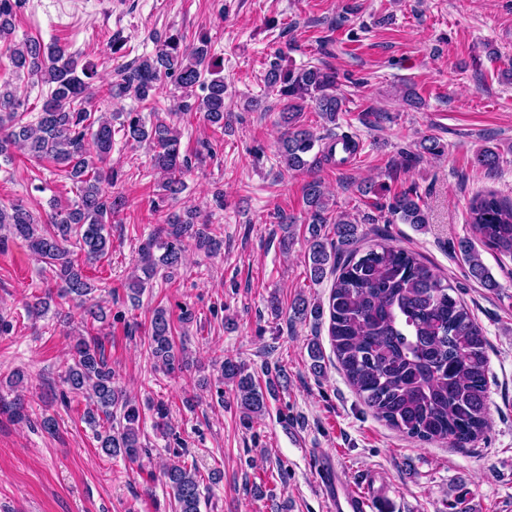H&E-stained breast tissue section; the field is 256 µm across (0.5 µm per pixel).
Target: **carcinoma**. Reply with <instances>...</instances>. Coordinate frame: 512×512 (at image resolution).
Listing matches in <instances>:
<instances>
[{
    "mask_svg": "<svg viewBox=\"0 0 512 512\" xmlns=\"http://www.w3.org/2000/svg\"><path fill=\"white\" fill-rule=\"evenodd\" d=\"M21 3L0 0V44L8 48L15 70L49 85L50 92L36 122L28 123L19 112L18 89L0 84V157L10 158L12 147L21 145L32 159H47L63 168L77 189L73 204L53 208L46 222L21 205H0V245L11 237L26 241L55 285V290L27 303L28 317L37 319L48 314L55 299L82 304L95 288L85 266L108 254V221L125 207L124 197L108 190L112 174L99 168L112 153L114 121H120L127 142L153 145V167L165 176L162 189L169 198L183 192L182 176L189 162L180 152V132L163 119L148 126L133 110L92 116L85 104L94 91L84 80L88 73L79 67V57L38 39L14 43L15 8ZM164 78L180 90L185 110L201 112L209 125L224 127V77L215 70L205 39L188 52L176 39H165L154 54L126 69L120 81L108 83L106 93L117 102L134 98L155 112L157 84ZM265 83L284 101L279 156L286 168L334 163L339 145L350 155L357 152L353 137L342 134L329 138L312 159H306L322 137L300 123L305 103L333 125L342 111L334 70L310 66L294 72L273 62ZM305 201V265L310 280L318 284L331 274L334 282L328 309L302 296L292 306L291 319L311 316L319 321L329 312L331 344L347 381L375 417L391 428L422 443L449 441L464 448L476 441L489 427L488 342L467 306L454 296L455 288L414 251L389 243L361 247L357 223L330 218L318 180L306 183ZM420 202L411 188L393 196L388 209L406 224L422 225L427 218ZM469 224L486 249L512 258V201L494 192L475 196ZM187 240L206 253L218 251L223 243L215 229L195 221L193 209L167 215L140 249L138 271L126 288L130 301L138 302L160 271L181 264ZM459 250L473 278L486 288L498 287L470 239L460 240ZM107 318L102 306L85 309V333L73 346L64 381L88 394L84 421L101 452L134 463L146 453L142 411L113 385L114 371L102 339L92 334L95 324H104ZM149 349L155 368L165 375L185 365V348L176 346L171 317L163 307L153 312ZM281 377L283 373L275 372V379ZM275 379L262 385L243 364L228 357L221 364V380L235 385L237 405L248 423L265 413L266 395L277 387ZM163 477L172 512H200L202 491L195 467L175 462L163 470Z\"/></svg>",
    "mask_w": 512,
    "mask_h": 512,
    "instance_id": "obj_1",
    "label": "carcinoma"
}]
</instances>
